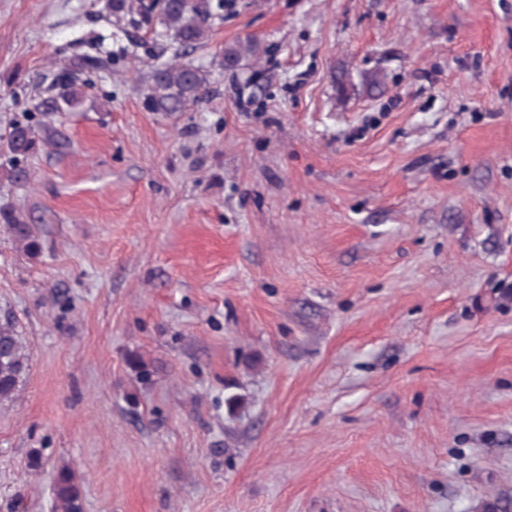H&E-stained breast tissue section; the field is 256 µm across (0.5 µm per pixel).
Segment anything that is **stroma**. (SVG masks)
<instances>
[{"label":"stroma","mask_w":512,"mask_h":512,"mask_svg":"<svg viewBox=\"0 0 512 512\" xmlns=\"http://www.w3.org/2000/svg\"><path fill=\"white\" fill-rule=\"evenodd\" d=\"M111 3L0 0V512H512V0H237L170 116ZM73 65L71 71L74 76L61 87V92L56 98L49 99L46 104V112H66L69 108L74 106L80 99L84 84H77V72H80L87 66L83 60H77L70 64ZM37 140L31 127L15 124L10 128L7 147L16 157H26L35 150ZM1 220L3 224L9 225V232L24 251L28 253L36 251L38 244L28 224H21L15 217L9 215H4ZM30 353L9 319L0 322V406L11 403L28 370ZM53 512H83L77 476L69 467H62L55 474Z\"/></svg>","instance_id":"stroma-1"}]
</instances>
